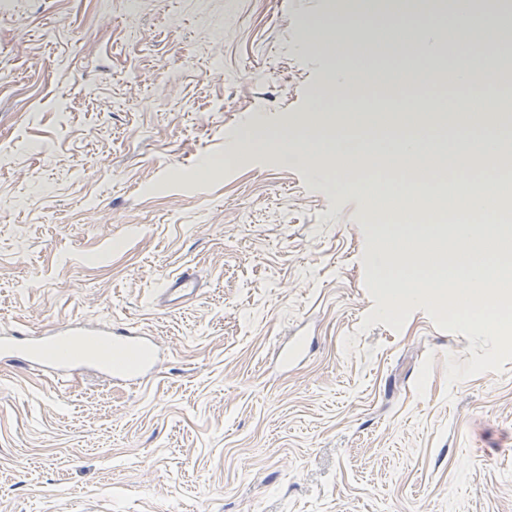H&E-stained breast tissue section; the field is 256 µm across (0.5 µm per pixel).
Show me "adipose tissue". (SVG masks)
<instances>
[{
  "label": "adipose tissue",
  "instance_id": "ef3b65f1",
  "mask_svg": "<svg viewBox=\"0 0 512 512\" xmlns=\"http://www.w3.org/2000/svg\"><path fill=\"white\" fill-rule=\"evenodd\" d=\"M448 10V20L443 23L423 0H391L388 14L382 16L376 14L374 0H338L334 12L305 32L304 41L333 61V81L340 89L354 73L374 72L379 59L396 52L416 58L419 68H435L440 51L448 47L469 66L468 72L458 75L459 84L466 85L472 81V71L486 75L498 68L499 58L485 45L491 38L511 35L512 27L476 24L472 0H449ZM353 38L365 46L364 52L354 57L346 52ZM426 108L423 100H411L405 107L413 115L408 125L377 139L371 136L364 117L354 114L319 136L310 132L271 135L255 126L244 131L241 140L251 149L275 148L282 156L300 160L317 171L340 155L361 159L385 144L392 155L412 166L422 162L428 151L429 127L419 119Z\"/></svg>",
  "mask_w": 512,
  "mask_h": 512
}]
</instances>
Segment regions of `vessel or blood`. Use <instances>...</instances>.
Listing matches in <instances>:
<instances>
[{
	"label": "vessel or blood",
	"mask_w": 512,
	"mask_h": 512,
	"mask_svg": "<svg viewBox=\"0 0 512 512\" xmlns=\"http://www.w3.org/2000/svg\"><path fill=\"white\" fill-rule=\"evenodd\" d=\"M200 289V280L191 268L164 279L157 303L172 308L190 299ZM0 354L17 358L28 366H39L64 375L82 366L121 381H138L156 366L154 342L134 326L97 325L80 322L53 328L42 337H28L14 328L0 333Z\"/></svg>",
	"instance_id": "vessel-or-blood-1"
}]
</instances>
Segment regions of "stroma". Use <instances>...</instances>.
Segmentation results:
<instances>
[{"label":"stroma","instance_id":"obj_1","mask_svg":"<svg viewBox=\"0 0 512 512\" xmlns=\"http://www.w3.org/2000/svg\"><path fill=\"white\" fill-rule=\"evenodd\" d=\"M336 0H13L0 15V329L136 324L133 384L0 360V512H512V361L424 309L360 332L366 200L271 149L341 112L302 39ZM366 91L447 111L503 91ZM190 266L199 295L154 299ZM307 349L282 366L280 349Z\"/></svg>","mask_w":512,"mask_h":512}]
</instances>
